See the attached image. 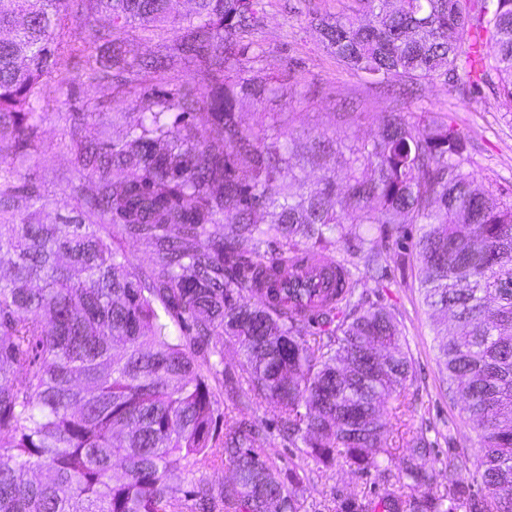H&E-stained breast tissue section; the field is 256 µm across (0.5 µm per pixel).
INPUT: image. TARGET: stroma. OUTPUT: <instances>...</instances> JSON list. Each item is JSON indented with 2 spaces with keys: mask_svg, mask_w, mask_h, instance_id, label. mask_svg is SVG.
<instances>
[{
  "mask_svg": "<svg viewBox=\"0 0 512 512\" xmlns=\"http://www.w3.org/2000/svg\"><path fill=\"white\" fill-rule=\"evenodd\" d=\"M346 4L347 0H261V21L244 34L243 40L260 44L262 51L242 59L241 67L245 74L283 84L288 94L270 98L261 106L242 100L238 110L242 126L271 134L279 121L303 141L321 132H333L350 143L372 139L382 113L396 105H406L413 112H434L466 134L469 170L477 184L503 200H512V115L507 114L496 90L484 86L476 91L441 78L376 84L339 64L319 42L311 21L319 14L341 12ZM138 102L137 93H120L110 85L77 80L62 92L56 81L47 83L48 118L41 128L45 153L22 169L23 182L39 184L49 200L41 215L44 223L57 222L73 204L67 181L75 173L62 113H87L83 135L93 138L104 130L116 139L123 127L115 121V114L135 111ZM343 107L360 112L361 120L341 122L338 112ZM417 236V225H386L378 237L385 258L381 269L374 272L361 267L356 272L363 308H382L395 314L404 350L412 362L406 389L411 410L404 424L392 418L387 421L393 455L379 470H360L342 459L311 469L301 512H337L347 498L358 500L359 512H382L381 496L396 486L403 454L400 435L407 424L422 429L431 441L429 467L441 469L448 461L461 459L472 465L481 454L471 424L443 380L434 322L420 292L421 266L412 247ZM218 414L223 420L256 421L258 444L269 457L284 468L298 462L300 451L289 443L273 405L246 409L223 400Z\"/></svg>",
  "mask_w": 512,
  "mask_h": 512,
  "instance_id": "stroma-1",
  "label": "stroma"
}]
</instances>
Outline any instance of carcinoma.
Returning a JSON list of instances; mask_svg holds the SVG:
<instances>
[{
  "label": "carcinoma",
  "mask_w": 512,
  "mask_h": 512,
  "mask_svg": "<svg viewBox=\"0 0 512 512\" xmlns=\"http://www.w3.org/2000/svg\"><path fill=\"white\" fill-rule=\"evenodd\" d=\"M170 2L0 0V32H10L0 36V145L16 154L0 159V255L12 268L0 276V512H298L305 468L279 467L253 425L227 420L215 433L212 381L228 344L250 399L278 409L304 459L379 467L381 403L394 395L395 412L409 411L411 362L392 313L357 309L352 269L383 259L360 224L400 216L420 225L425 305L456 321L452 332L435 327L439 362L482 455L466 479L455 462L435 472L431 443L408 428L385 512H512V203L475 187L465 134L429 112H388L369 141L314 137L307 161L332 152L341 173L310 180L293 136L237 119L241 96L260 104L282 88L221 79L249 50L241 36L258 0H193L180 20ZM167 22L177 35L168 55L203 60L207 92L142 93L118 140L81 137L84 115L67 113L74 166L95 191L68 182L74 208L37 222L46 197L20 183L18 164L44 152L46 79L87 51L79 31L90 27L103 41L91 74L130 86L168 55L134 62L129 38ZM316 29L337 61L373 80L480 81L512 109V0H350ZM362 209L361 223L348 220ZM258 210L269 223L254 220ZM119 237L148 245L150 265L135 266ZM343 240L351 258L324 268L322 294L302 281L267 287ZM315 317L326 329L311 340ZM211 336L198 359L192 341ZM200 454L232 469L217 497L171 482ZM439 477L451 494L434 492Z\"/></svg>",
  "instance_id": "1"
}]
</instances>
